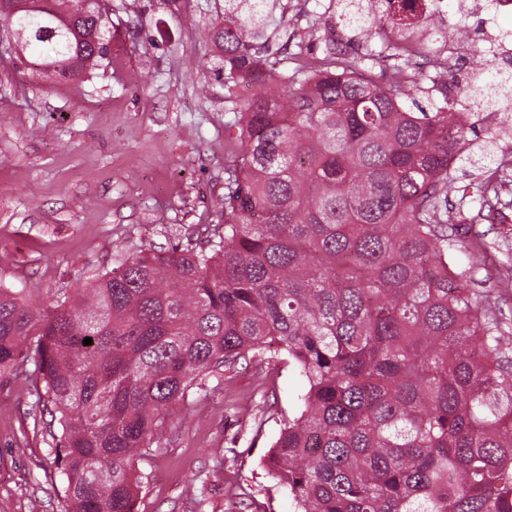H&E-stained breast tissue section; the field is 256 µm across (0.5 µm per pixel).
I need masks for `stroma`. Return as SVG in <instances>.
Here are the masks:
<instances>
[{"instance_id":"stroma-1","label":"stroma","mask_w":512,"mask_h":512,"mask_svg":"<svg viewBox=\"0 0 512 512\" xmlns=\"http://www.w3.org/2000/svg\"><path fill=\"white\" fill-rule=\"evenodd\" d=\"M337 0H292L277 39L294 38L321 54ZM442 71L451 87L499 84V105L512 103L503 57L480 52L482 19ZM112 64L106 75L52 82L0 59V282L48 295L112 267L118 254L152 245L201 246L202 224L221 218L224 167L234 119L224 84L206 81L200 61L212 46L182 23L176 0H112ZM346 52L377 82L392 66L381 42L351 38ZM209 82L207 95L197 86ZM472 160L450 169L465 191L462 217L476 215L475 185L512 153V113L499 129L477 123ZM488 267L470 268L469 238L449 247L469 285L512 316V287L496 282L512 267V220L482 222ZM189 414L174 420L159 452L141 462L137 512H188L194 486L203 512H295L265 457L285 417L298 412L305 382L287 364L239 362L223 381L209 379ZM30 382L0 388V512H60L63 477L46 419L34 411Z\"/></svg>"}]
</instances>
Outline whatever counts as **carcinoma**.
I'll return each mask as SVG.
<instances>
[{
    "label": "carcinoma",
    "instance_id": "cac0c4a2",
    "mask_svg": "<svg viewBox=\"0 0 512 512\" xmlns=\"http://www.w3.org/2000/svg\"><path fill=\"white\" fill-rule=\"evenodd\" d=\"M41 2L0 11L25 30L18 63L53 81L107 70L109 0ZM350 2L338 19L365 41L415 27ZM277 4L224 0L205 27L214 51L199 68L224 80L239 145L208 247L117 256L38 305L0 283V385L42 384L60 512H135V463L194 390L251 356L306 381L267 462L296 512H512V362L500 318L448 257L449 168L484 117L458 123L446 95L407 110L403 69L378 84L332 47L267 67ZM247 81L262 91L241 100ZM476 191L473 227L500 203L493 177Z\"/></svg>",
    "mask_w": 512,
    "mask_h": 512
}]
</instances>
